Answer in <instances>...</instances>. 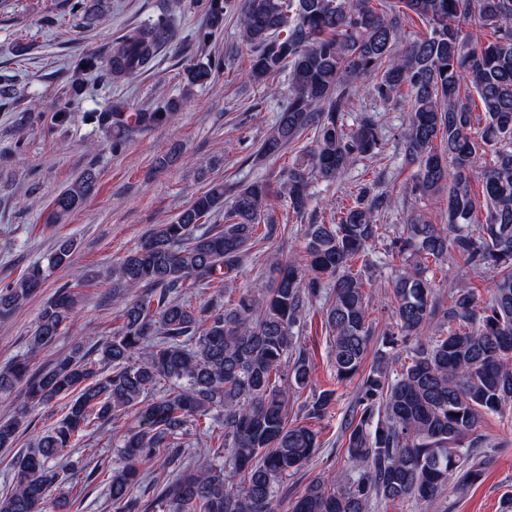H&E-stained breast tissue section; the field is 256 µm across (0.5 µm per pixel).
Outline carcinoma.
Here are the masks:
<instances>
[{
	"instance_id": "obj_1",
	"label": "carcinoma",
	"mask_w": 512,
	"mask_h": 512,
	"mask_svg": "<svg viewBox=\"0 0 512 512\" xmlns=\"http://www.w3.org/2000/svg\"><path fill=\"white\" fill-rule=\"evenodd\" d=\"M202 2L207 37L236 15L254 82L288 72V106L260 143L259 158L279 159L314 129L308 157L284 170L288 208L297 217L310 209L313 181H335L357 160L380 154L376 113L356 106L363 88L385 104L408 102L401 144L415 174L404 190L406 223H382L391 197L359 187L329 220L310 218L303 250L277 261L263 288L240 289L237 303L226 308L225 277L270 238L269 229L259 231L270 188L264 180L246 183L226 206L224 182L210 181L174 222L155 225L116 263L113 287L133 298L111 339L98 346L99 358L65 356L39 371L31 365V354L74 329L78 292L65 285L42 308L28 351L0 368V395L23 390L14 414L0 418V448L12 447L30 408L72 396L64 418L15 459L0 512H64L67 502L51 490L67 479L66 470L50 461L75 435L129 415L136 426L123 435L118 462L88 473L102 477L114 512H274L276 486L320 448L318 431L289 422L288 405L311 380L294 330L322 297L336 383L362 374L341 439L349 473L310 481L291 512H368L373 500L386 509L433 502L452 477L459 489L477 482L487 464L473 454L481 418L512 410V0H379L380 10L372 0ZM414 15L429 32L402 46L401 19ZM474 15L492 30L490 39L465 29ZM172 37L162 18L125 33L103 77L119 82L135 75ZM94 68L92 58L74 67L71 94L78 95ZM221 68L215 57L199 60L187 68V81L202 83ZM177 108L172 102L128 115L116 103L93 119L112 128L109 149L117 153ZM356 108L359 119L350 125L346 114ZM475 180L482 182L480 200ZM96 182L86 172L63 189L48 221L62 223ZM434 198L446 202L443 224L416 207ZM223 206L224 224L208 226ZM376 242L399 265L390 323L379 332L369 320V265L354 269ZM74 250L73 240H59L42 262L1 288L0 316L26 304L54 270L70 264ZM458 258L469 274L490 281L488 299L450 282ZM200 286L212 290L204 303L183 298ZM376 335L386 348H404L405 356L394 369L377 353L363 374ZM162 385L165 392L155 396ZM334 401L335 391L323 390L303 414L320 419ZM203 418L214 423L204 429L206 447L216 440L224 452L219 465L190 463L181 452L183 436ZM157 471L173 478L144 501L135 490Z\"/></svg>"
}]
</instances>
